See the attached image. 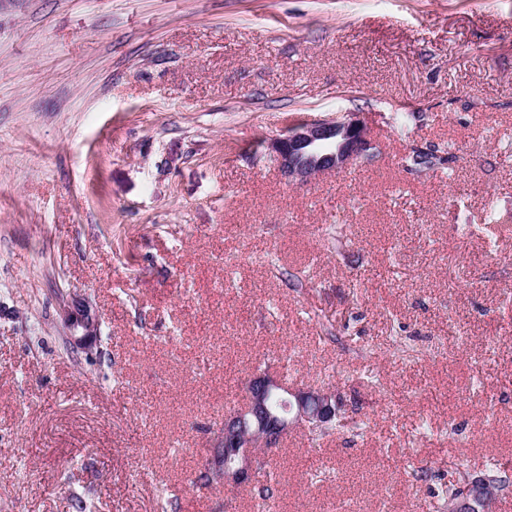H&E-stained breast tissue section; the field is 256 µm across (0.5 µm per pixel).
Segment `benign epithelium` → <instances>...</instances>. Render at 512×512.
Wrapping results in <instances>:
<instances>
[{
	"mask_svg": "<svg viewBox=\"0 0 512 512\" xmlns=\"http://www.w3.org/2000/svg\"><path fill=\"white\" fill-rule=\"evenodd\" d=\"M365 123L357 113L342 117L303 120L267 144L279 172L290 180L305 182L370 155ZM65 340L73 350L90 359L99 351L97 314L87 298L68 292L60 303ZM243 406L224 416L204 464L218 485L248 486L257 478L256 460L281 446L293 429L327 428L336 423L341 404L333 389L289 385L268 371L253 372L245 383ZM497 497L482 475L466 477L463 496L446 504L448 512H489Z\"/></svg>",
	"mask_w": 512,
	"mask_h": 512,
	"instance_id": "1",
	"label": "benign epithelium"
}]
</instances>
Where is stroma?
Masks as SVG:
<instances>
[{
    "label": "stroma",
    "mask_w": 512,
    "mask_h": 512,
    "mask_svg": "<svg viewBox=\"0 0 512 512\" xmlns=\"http://www.w3.org/2000/svg\"><path fill=\"white\" fill-rule=\"evenodd\" d=\"M346 112L371 157L280 175ZM511 291L512 0H0V512H256L190 480L257 368L363 424L289 433L277 512H444L512 475ZM342 117L303 120L267 144L279 172L305 182L316 175L345 168L370 155L371 143L358 112ZM446 162H449V157L439 155L435 148L426 150L416 148L412 151V155L407 158L408 166L418 172L438 168ZM65 325V340L69 347L91 359L100 349V329L97 314L83 295L68 292L60 303ZM483 475L467 476L466 490L463 496L462 484L464 479L458 482H449L444 491L445 499L459 497L457 500L448 501L446 507L448 512H487L495 501L497 494L495 489L488 483V479L497 484L500 492L512 486L511 477L505 470L499 468L489 469Z\"/></svg>",
    "instance_id": "35a3bbf8"
}]
</instances>
